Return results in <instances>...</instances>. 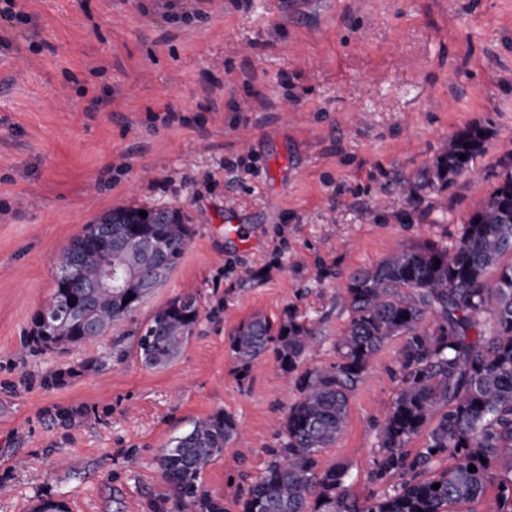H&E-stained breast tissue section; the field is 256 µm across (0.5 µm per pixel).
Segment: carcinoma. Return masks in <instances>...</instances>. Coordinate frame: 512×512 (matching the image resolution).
<instances>
[{"mask_svg": "<svg viewBox=\"0 0 512 512\" xmlns=\"http://www.w3.org/2000/svg\"><path fill=\"white\" fill-rule=\"evenodd\" d=\"M489 130L460 132L437 159L426 184L442 187L470 172ZM466 159H460V155ZM165 224H134L136 207L111 210L86 226L58 256L51 301L73 299L91 325L44 328L40 310L30 340L45 350L92 342L148 298L143 286L154 268L174 269L189 249L193 229L179 210ZM162 242L157 254L135 248L143 235ZM139 269L125 293L91 287L107 256ZM512 156L501 180L462 226L454 244H402L375 267L354 272L341 297L349 321L336 341V363L303 367L315 330L289 316L274 322L255 315L229 339L232 357L246 371L271 352L298 393L279 422L276 448L265 450L262 475L238 502L240 512H512ZM440 260V266L434 261ZM199 318L197 299L176 297L158 309L138 340L145 365L169 362ZM404 337L396 356L399 389L381 425L370 482L379 494H352L347 469L324 465L320 453L343 431L349 398L381 345ZM427 432L425 443L412 447ZM239 433L236 419L218 411L173 437L158 467L173 491L172 512H224L199 491L204 469L224 456ZM450 458L452 463L444 465ZM476 471H469V466ZM439 488L434 489L432 485ZM493 496H488V493Z\"/></svg>", "mask_w": 512, "mask_h": 512, "instance_id": "1", "label": "carcinoma"}]
</instances>
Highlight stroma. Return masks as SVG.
Returning <instances> with one entry per match:
<instances>
[{
	"label": "stroma",
	"mask_w": 512,
	"mask_h": 512,
	"mask_svg": "<svg viewBox=\"0 0 512 512\" xmlns=\"http://www.w3.org/2000/svg\"><path fill=\"white\" fill-rule=\"evenodd\" d=\"M16 4L27 23L0 18L12 44L0 54V512L45 497L70 512H162V448L218 411L241 436L201 488L239 512L297 393L273 355L241 371L230 334L256 314L293 315L318 329L306 365H329L352 272L457 238L512 153V0ZM472 126L491 132L474 172L428 187ZM121 206L182 209L183 259L93 343L25 347L57 255ZM187 295L200 309L188 343L145 366L140 328ZM402 343H383L321 454L361 499L379 491L367 474ZM90 358L98 370H82Z\"/></svg>",
	"instance_id": "stroma-1"
}]
</instances>
